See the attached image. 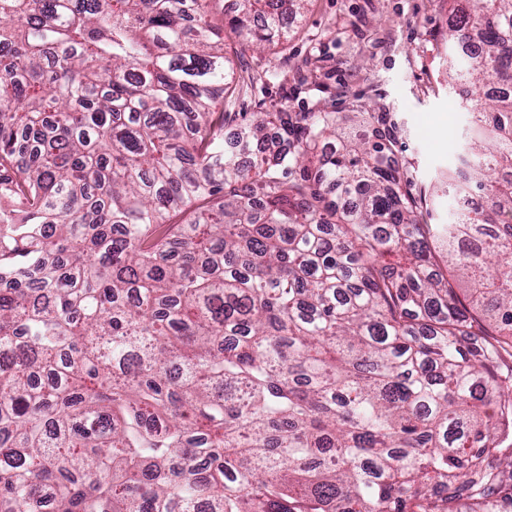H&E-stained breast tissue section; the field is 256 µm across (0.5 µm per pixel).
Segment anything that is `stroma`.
Here are the masks:
<instances>
[{
	"mask_svg": "<svg viewBox=\"0 0 512 512\" xmlns=\"http://www.w3.org/2000/svg\"><path fill=\"white\" fill-rule=\"evenodd\" d=\"M447 27L440 0H306L281 45L246 49L225 31L236 75L262 79L229 94L224 109L344 114L359 102L389 113L396 154L423 192L460 167L470 126L448 88Z\"/></svg>",
	"mask_w": 512,
	"mask_h": 512,
	"instance_id": "1",
	"label": "stroma"
}]
</instances>
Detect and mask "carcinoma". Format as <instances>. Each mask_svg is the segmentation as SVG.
Here are the masks:
<instances>
[{"label": "carcinoma", "mask_w": 512, "mask_h": 512, "mask_svg": "<svg viewBox=\"0 0 512 512\" xmlns=\"http://www.w3.org/2000/svg\"><path fill=\"white\" fill-rule=\"evenodd\" d=\"M208 2L0 0V512H498L512 0H448V83L486 93L446 224L382 112L225 141ZM303 2L228 25L278 45Z\"/></svg>", "instance_id": "obj_1"}]
</instances>
